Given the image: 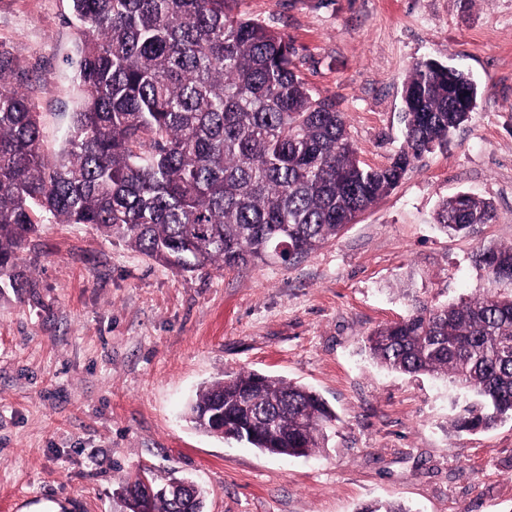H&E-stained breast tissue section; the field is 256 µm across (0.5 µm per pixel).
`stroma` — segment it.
<instances>
[{
  "instance_id": "35a3bbf8",
  "label": "stroma",
  "mask_w": 512,
  "mask_h": 512,
  "mask_svg": "<svg viewBox=\"0 0 512 512\" xmlns=\"http://www.w3.org/2000/svg\"><path fill=\"white\" fill-rule=\"evenodd\" d=\"M285 33L315 96L335 100L363 164L403 146L416 62L464 71L477 106L356 223L297 263L178 272L86 224H45L22 253L31 288L0 299V512H125L123 478H188L206 512H512V420L452 421L467 393L373 363L362 339L412 298L457 303L512 286L475 265L512 243V0H241ZM70 0H0V46L23 73L52 156L74 109ZM493 203L480 238L448 235L439 203ZM254 371L312 388L335 410L329 444L270 455L196 430L205 381Z\"/></svg>"
}]
</instances>
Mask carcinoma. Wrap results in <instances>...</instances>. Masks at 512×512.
Here are the masks:
<instances>
[{
	"mask_svg": "<svg viewBox=\"0 0 512 512\" xmlns=\"http://www.w3.org/2000/svg\"><path fill=\"white\" fill-rule=\"evenodd\" d=\"M78 102L53 161L22 73L0 48V296L29 285L20 253L39 225L90 224L181 272L290 265L336 236L392 190L410 161L469 118L467 76L418 62L403 83L406 148L381 168L357 159L336 103L313 95L288 37L238 13L239 0H70ZM494 218L489 202L449 197L435 220L468 236ZM489 280L512 284V244L474 254ZM364 348L404 374L448 380L476 404L459 431L512 418V292L418 304L372 330ZM194 427L263 452L309 457L336 414L314 391L251 371L203 383L187 405ZM129 512H204L197 487L139 493Z\"/></svg>",
	"mask_w": 512,
	"mask_h": 512,
	"instance_id": "carcinoma-1",
	"label": "carcinoma"
}]
</instances>
